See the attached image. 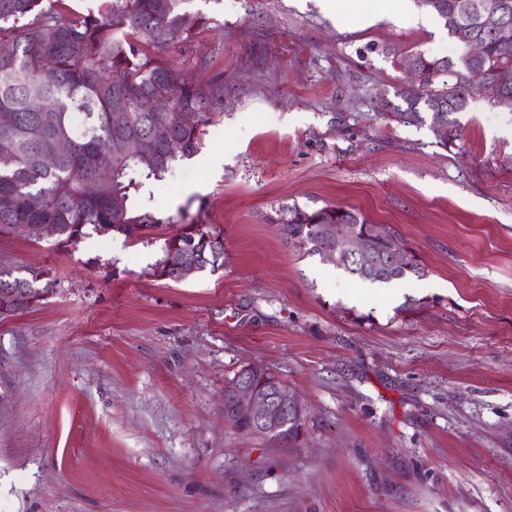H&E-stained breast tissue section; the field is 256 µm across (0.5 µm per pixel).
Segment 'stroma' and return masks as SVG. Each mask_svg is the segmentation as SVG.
Masks as SVG:
<instances>
[{
    "mask_svg": "<svg viewBox=\"0 0 512 512\" xmlns=\"http://www.w3.org/2000/svg\"><path fill=\"white\" fill-rule=\"evenodd\" d=\"M337 2L193 0L207 23L172 60L224 92L154 189L160 226L0 239L56 281L0 319V512H512V112L459 114L447 148L384 117L398 55L460 49L415 0L372 25L380 0ZM294 206L361 210L425 276L381 289L304 255L276 225ZM187 224L223 232V268L154 277ZM247 363L304 404L296 447L225 423Z\"/></svg>",
    "mask_w": 512,
    "mask_h": 512,
    "instance_id": "obj_1",
    "label": "stroma"
}]
</instances>
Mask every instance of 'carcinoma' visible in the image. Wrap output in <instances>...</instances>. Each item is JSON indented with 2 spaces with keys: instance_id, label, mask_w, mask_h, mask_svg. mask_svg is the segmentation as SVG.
I'll return each mask as SVG.
<instances>
[{
  "instance_id": "1",
  "label": "carcinoma",
  "mask_w": 512,
  "mask_h": 512,
  "mask_svg": "<svg viewBox=\"0 0 512 512\" xmlns=\"http://www.w3.org/2000/svg\"><path fill=\"white\" fill-rule=\"evenodd\" d=\"M0 0V238L16 232L32 243L42 241V224L57 227L58 245L68 247L94 232L139 239L161 221L151 209L153 187L165 181L176 164L194 156L202 127L224 91L222 74L204 88L174 68L165 56L190 42L202 23L191 11L192 0ZM433 13L459 47L466 40L485 45L474 66L491 80L504 62L512 64V24L487 29L482 13L512 0H417ZM421 76L422 95L399 93L406 108L400 117L411 124L430 122L438 144L448 147L460 136L457 114L467 112L481 96L466 80L464 54L434 57L413 54ZM155 98L170 102L155 112ZM196 112L191 124L181 114ZM164 122L169 137L154 138ZM132 138L135 155L112 154V142ZM66 142L68 152L47 167L42 158ZM289 242L305 239L307 255L319 256L332 242L324 224H344L366 235L372 255L348 261L338 269L369 284H390L411 275L422 277L418 262L393 265L404 252L398 238L353 207L288 210L278 220ZM164 247L197 262V272L223 266L218 257L223 234L206 224H189ZM55 280L44 268H16L0 261V312L33 309L53 291ZM290 417L281 428L261 437L275 448H290L299 427Z\"/></svg>"
}]
</instances>
